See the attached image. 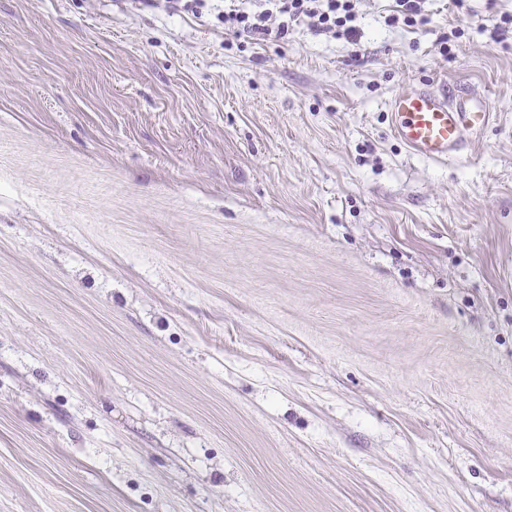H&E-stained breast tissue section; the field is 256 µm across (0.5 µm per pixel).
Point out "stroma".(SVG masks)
<instances>
[{
    "instance_id": "obj_1",
    "label": "stroma",
    "mask_w": 512,
    "mask_h": 512,
    "mask_svg": "<svg viewBox=\"0 0 512 512\" xmlns=\"http://www.w3.org/2000/svg\"><path fill=\"white\" fill-rule=\"evenodd\" d=\"M391 4L0 0V512H512V0ZM412 79L487 91L470 155ZM356 0H225L224 29L235 38L284 40L295 25L316 33L352 38L357 32ZM395 5L388 10L390 13L385 16L384 22L389 27H398L402 24L407 27L424 26L429 22L428 14L425 13L427 0H395ZM394 137L419 158L446 163L467 155L497 119L488 95L455 84L409 81L389 104Z\"/></svg>"
}]
</instances>
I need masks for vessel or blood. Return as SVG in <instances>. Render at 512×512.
<instances>
[{
  "mask_svg": "<svg viewBox=\"0 0 512 512\" xmlns=\"http://www.w3.org/2000/svg\"><path fill=\"white\" fill-rule=\"evenodd\" d=\"M388 112L394 137L412 155L437 163L462 158L497 119L486 94L420 81L396 93Z\"/></svg>",
  "mask_w": 512,
  "mask_h": 512,
  "instance_id": "1",
  "label": "vessel or blood"
}]
</instances>
